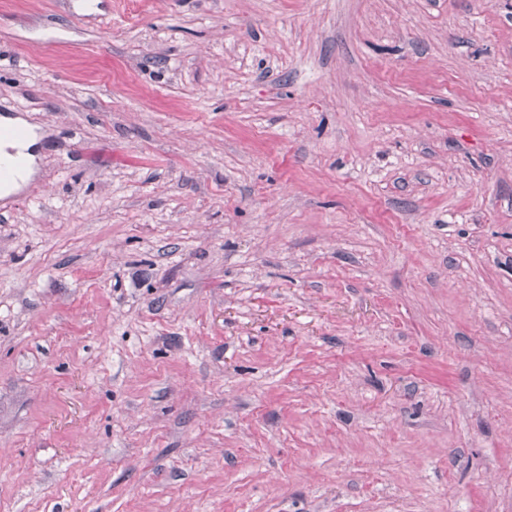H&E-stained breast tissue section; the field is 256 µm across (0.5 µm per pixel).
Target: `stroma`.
<instances>
[{
    "mask_svg": "<svg viewBox=\"0 0 512 512\" xmlns=\"http://www.w3.org/2000/svg\"><path fill=\"white\" fill-rule=\"evenodd\" d=\"M0 0V512H512V0Z\"/></svg>",
    "mask_w": 512,
    "mask_h": 512,
    "instance_id": "stroma-1",
    "label": "stroma"
}]
</instances>
